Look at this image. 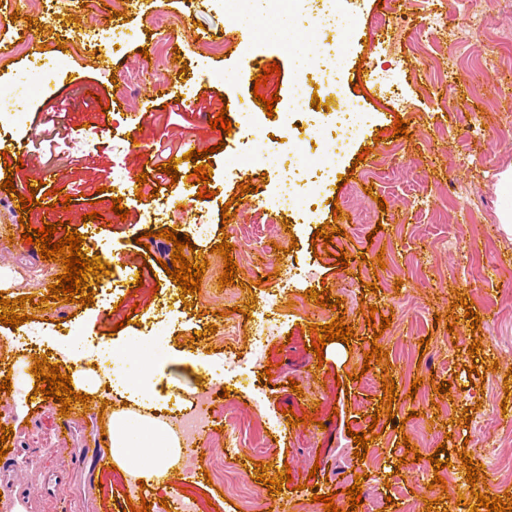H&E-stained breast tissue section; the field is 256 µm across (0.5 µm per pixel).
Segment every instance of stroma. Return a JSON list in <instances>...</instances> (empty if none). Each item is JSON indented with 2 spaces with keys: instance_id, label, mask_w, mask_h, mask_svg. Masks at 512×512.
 <instances>
[{
  "instance_id": "35a3bbf8",
  "label": "stroma",
  "mask_w": 512,
  "mask_h": 512,
  "mask_svg": "<svg viewBox=\"0 0 512 512\" xmlns=\"http://www.w3.org/2000/svg\"><path fill=\"white\" fill-rule=\"evenodd\" d=\"M338 9L351 23L340 34L322 31L303 15L288 9L258 17L256 10L240 12L228 0H37L25 15L13 19L14 0H0V140L19 143L8 153L7 174L0 165V269L18 273L19 285L5 291L6 299L46 296L58 272L41 259L35 246L9 241L17 201L2 190L6 178L15 185L33 181L45 168L57 169L64 191L71 196L67 216L71 229L81 233L83 252L111 257L113 275L125 267L143 271L142 284L127 281L121 292L104 303L25 306L29 319L10 327L0 324V339L29 331L71 340L75 330L92 336L100 349H111L122 377L94 397L88 413L65 421L56 400L29 396L26 412L16 401L0 402L9 414L13 453L0 461V494L9 496L19 512H126L129 475L124 465L110 470L96 463L104 443L97 417L102 405L116 407L121 394L143 391L145 404L175 412L178 404L194 401L197 392L212 389L217 398L211 420L214 432L195 463V476L175 478L169 485L147 482L143 491L150 512H166L164 501L191 500L193 512H243L240 501H227L222 481L207 483L204 472L210 457L237 449L242 484L256 486L253 444H270L272 456L288 462L293 478L280 494L262 495L256 512H290L289 505L310 503V512H325L313 495L333 494L346 507L347 487L362 475L363 504L358 512H424L426 501L437 500L439 512H469L465 467L448 474L445 484H433L429 461L439 444L465 447L481 465L491 497L512 495V477H503L501 460H512V401H506L503 380L512 371V234L501 223L502 210L512 199L501 187L512 171V0H338ZM163 14L173 20L168 42L159 43L148 31V19ZM482 19L472 29V16ZM440 18L442 30L427 28L426 17ZM44 21V49L40 57L13 52L26 35L28 18ZM115 30L120 38L114 53L104 47L82 45L85 28ZM153 59L141 56L142 48ZM322 60L305 77L321 103L331 111L354 110L364 117L361 126L327 129L321 122L303 130L268 117L255 94L286 98L297 75L300 55ZM180 56L188 72L176 95L179 115L166 110L163 93L147 95L144 85L125 90L128 69L148 67L162 78V58ZM279 63L280 75L255 87L252 63ZM233 97V141L220 147L221 131L209 122ZM143 125L131 127L133 113ZM255 113L252 125L242 126L241 115ZM408 121V137L380 138L396 119ZM309 140L320 164L333 175L325 192L310 209L300 205L273 210L267 194L282 175L278 164L259 161V153L276 141ZM175 150L211 148L208 167L211 199H191L183 206L169 204L160 220L149 221L158 202L153 188L170 195V176L155 168L159 146ZM364 163L355 158L361 148ZM147 173L142 198H123L127 218L111 209L114 188L128 177ZM347 177L337 185L336 176ZM251 181L253 192L239 185ZM243 201H236V194ZM231 205V226L256 225L257 240H235L231 255L238 266L234 300L220 294L218 279L224 260L214 253L221 243V208ZM341 207L344 234L334 236L329 250L314 251V231L332 222L333 207ZM100 212L99 220L86 213ZM174 229L189 237L209 266L201 291L178 299L163 268L173 245L158 230ZM150 233L149 251L137 239ZM345 253L349 265L335 269L332 256ZM303 264L310 277L283 284L279 274L287 262ZM377 284V292L364 284ZM329 289L342 298L340 309L322 308L306 298L307 289ZM467 295L471 308L455 305L457 294ZM392 314L381 337L367 326L362 304ZM263 312L276 331L264 345L254 372L224 379L225 346L209 325L234 323L240 327L234 348L250 350L253 320L242 307ZM479 314V325L466 318ZM170 312L171 324L155 329L160 311ZM453 313V326L441 317ZM354 327L350 343L332 341L324 348L325 361L309 372L313 353L309 327L335 318ZM480 341L478 355L468 352ZM388 351L387 368L364 369V354L372 343ZM204 361H197L198 348ZM482 376L469 377V366ZM272 367V378L259 372ZM367 379H359L360 370ZM392 376L398 396L393 403L403 430L375 426L372 441L378 460L353 455L352 432L369 421L384 393L385 376ZM422 379L419 388L411 382ZM299 383L292 393L289 380ZM448 381L450 393L436 391L435 381ZM312 413L313 423L288 426L283 409ZM471 409L469 424H461L463 409ZM233 410L247 426L244 444L224 420ZM417 446L422 459L399 463L404 443ZM80 449L71 461V449ZM467 505H456L458 496Z\"/></svg>"
}]
</instances>
